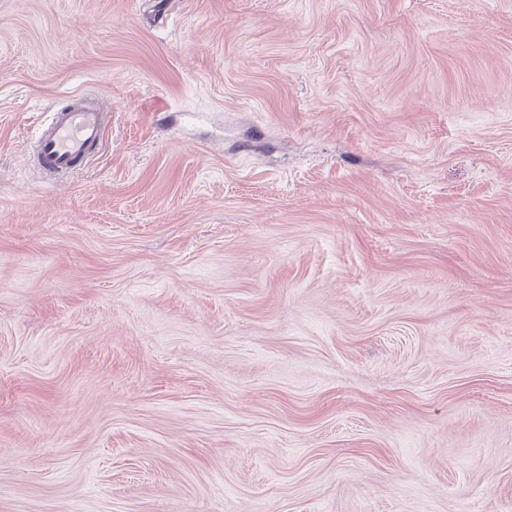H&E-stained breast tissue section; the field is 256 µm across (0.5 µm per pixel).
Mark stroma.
Returning <instances> with one entry per match:
<instances>
[{
  "label": "stroma",
  "instance_id": "obj_1",
  "mask_svg": "<svg viewBox=\"0 0 512 512\" xmlns=\"http://www.w3.org/2000/svg\"><path fill=\"white\" fill-rule=\"evenodd\" d=\"M0 512H512V0H0ZM111 120L112 112L95 93L74 95L69 104L51 112L31 146L35 168L47 180H68L96 152Z\"/></svg>",
  "mask_w": 512,
  "mask_h": 512
}]
</instances>
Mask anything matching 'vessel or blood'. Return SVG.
Segmentation results:
<instances>
[{"label":"vessel or blood","instance_id":"b4317fda","mask_svg":"<svg viewBox=\"0 0 512 512\" xmlns=\"http://www.w3.org/2000/svg\"><path fill=\"white\" fill-rule=\"evenodd\" d=\"M111 120V111L95 93L74 95L69 104L51 112L32 145L35 168L50 181L69 179L96 152Z\"/></svg>","mask_w":512,"mask_h":512}]
</instances>
